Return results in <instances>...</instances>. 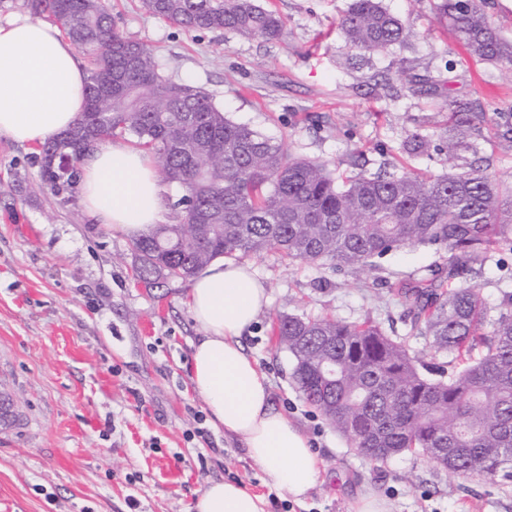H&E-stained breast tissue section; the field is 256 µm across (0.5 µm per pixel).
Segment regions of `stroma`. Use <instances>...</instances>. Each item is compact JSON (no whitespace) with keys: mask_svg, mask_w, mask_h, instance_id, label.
<instances>
[{"mask_svg":"<svg viewBox=\"0 0 512 512\" xmlns=\"http://www.w3.org/2000/svg\"><path fill=\"white\" fill-rule=\"evenodd\" d=\"M350 0H264L285 24L277 40L225 31L187 32L146 12L140 0H110L119 29L155 50L163 72L202 88L234 121L295 156L337 172H376L399 161L451 172L440 137L453 96L474 111L512 110V73L469 56L433 0H382L413 38L385 50L353 49L336 23ZM444 76L448 87L414 92L410 82ZM431 140L402 158L406 138ZM33 146L0 136V391L18 397V422L0 428V512H194L215 479L235 478L266 512H354L365 490L391 512H512V483L464 478L422 456L372 461L309 406L276 346L281 313L368 317L386 334L429 354L408 333L389 281L422 271L435 247L415 245L356 278L330 265L251 256L269 304L241 342L266 374L271 398L307 435L321 476L304 502L265 484L237 437L206 418L192 389V345L202 336L186 304L188 282L147 289L132 277L131 240L106 233L81 200L59 205L40 177ZM477 285L489 313L512 289V254L482 265Z\"/></svg>","mask_w":512,"mask_h":512,"instance_id":"1","label":"stroma"}]
</instances>
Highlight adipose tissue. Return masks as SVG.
<instances>
[{"mask_svg": "<svg viewBox=\"0 0 512 512\" xmlns=\"http://www.w3.org/2000/svg\"><path fill=\"white\" fill-rule=\"evenodd\" d=\"M87 72L55 25L25 17L0 24V136L28 145L70 130L84 104ZM80 193L104 230L137 237L160 223L164 188L149 156L122 143L99 146L81 165ZM186 303L202 329L190 382L209 420L238 437L267 484L303 502L320 477L307 436L272 403L268 379L240 343L264 311L267 290L250 263L215 258L191 279ZM194 512H264L235 479L211 481Z\"/></svg>", "mask_w": 512, "mask_h": 512, "instance_id": "1", "label": "adipose tissue"}]
</instances>
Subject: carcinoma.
<instances>
[{
	"label": "carcinoma",
	"mask_w": 512,
	"mask_h": 512,
	"mask_svg": "<svg viewBox=\"0 0 512 512\" xmlns=\"http://www.w3.org/2000/svg\"><path fill=\"white\" fill-rule=\"evenodd\" d=\"M25 2L33 15L53 20L89 63L84 111L70 131L40 148L41 177L54 195L63 204L74 198L76 170L55 176L63 155L80 163L117 135L133 138L164 180L182 187L181 221L156 224L132 241L138 281L153 288L162 279H188L221 255L242 259L267 250L360 274L402 247H436L440 261L425 274L389 283L410 331L429 339L430 361L367 318L284 313L279 344L305 401L367 458L418 452L430 459L444 448L438 465L453 474L512 481V292H503L491 319L480 289L460 281L471 264L512 252V183L489 161L468 156L480 139L505 142L512 152L511 112L492 118L446 101L441 137L456 160L448 174L405 166L335 174L233 121L200 88L165 75L150 48L119 30L107 0ZM141 4L186 31L266 40L284 31L259 0ZM434 7L472 57L512 68V45L482 0H435ZM338 27L352 47L368 52L413 36L379 0H351ZM428 145V136L415 132L403 151Z\"/></svg>",
	"instance_id": "cac0c4a2"
}]
</instances>
